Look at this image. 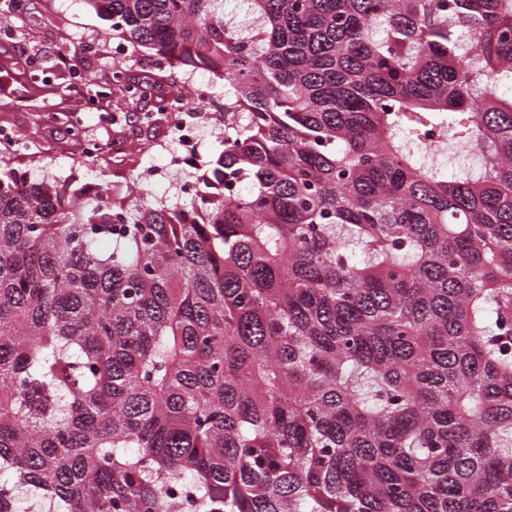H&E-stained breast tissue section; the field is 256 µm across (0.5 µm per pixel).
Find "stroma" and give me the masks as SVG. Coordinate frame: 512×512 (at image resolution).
I'll list each match as a JSON object with an SVG mask.
<instances>
[{"instance_id":"35a3bbf8","label":"stroma","mask_w":512,"mask_h":512,"mask_svg":"<svg viewBox=\"0 0 512 512\" xmlns=\"http://www.w3.org/2000/svg\"><path fill=\"white\" fill-rule=\"evenodd\" d=\"M95 44L92 53L77 52L79 42ZM72 59L58 66L59 53ZM115 62L112 31L87 11L81 0H21L13 12L0 14V74L11 87L0 92V126L23 139V156L0 160L28 181L54 180L61 191L92 195L99 187L126 188L133 173L164 166L175 141L167 120L148 125L140 116L151 99L107 92L98 97L71 96L65 86L75 75L107 80ZM132 77L151 78L167 91L211 85L197 157L189 177L202 174L222 150L224 83L209 71L183 66L158 71L149 52L126 60Z\"/></svg>"}]
</instances>
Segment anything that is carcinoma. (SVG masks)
Here are the masks:
<instances>
[{"mask_svg": "<svg viewBox=\"0 0 512 512\" xmlns=\"http://www.w3.org/2000/svg\"><path fill=\"white\" fill-rule=\"evenodd\" d=\"M245 2L84 0L224 82L194 212L0 170V512H512V0Z\"/></svg>", "mask_w": 512, "mask_h": 512, "instance_id": "obj_1", "label": "carcinoma"}]
</instances>
